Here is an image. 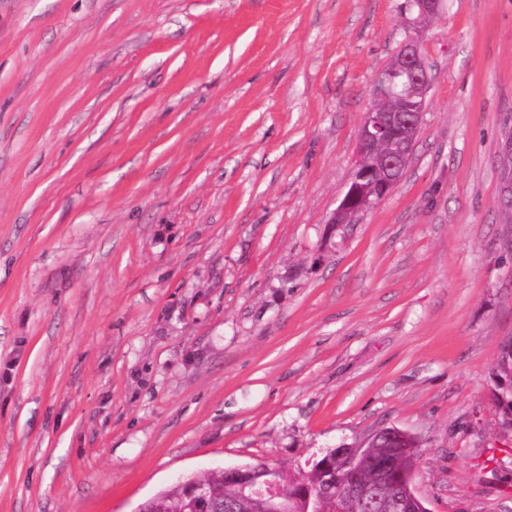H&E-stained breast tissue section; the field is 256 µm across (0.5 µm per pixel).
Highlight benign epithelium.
<instances>
[{
    "label": "benign epithelium",
    "mask_w": 512,
    "mask_h": 512,
    "mask_svg": "<svg viewBox=\"0 0 512 512\" xmlns=\"http://www.w3.org/2000/svg\"><path fill=\"white\" fill-rule=\"evenodd\" d=\"M419 17L434 16L442 7V0H413ZM431 75L422 53L420 42L409 35L400 45L391 65L376 80L375 104L365 114L358 136V162L354 177L328 220L332 227L351 224L354 219L371 209L393 191L403 177L413 156L420 133ZM389 101L396 106H386ZM500 172V204L512 213V131L495 159ZM405 440L403 450L387 457L377 478L362 482L352 478L362 448H333L315 462L324 473L320 488L310 487L301 478L288 479L285 469L258 465L224 469V476L243 496L260 499L267 512H288L289 504L303 499L331 501V512H348L350 505L371 508L376 503V490L389 474L397 471L403 458L414 453V439L405 431L392 427L376 432L367 442L372 445L394 438ZM191 507L202 512H224L228 505L213 500L209 486L202 475L181 476L176 480ZM392 512H420V501L410 489L394 496Z\"/></svg>",
    "instance_id": "benign-epithelium-1"
}]
</instances>
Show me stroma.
<instances>
[{
  "instance_id": "obj_1",
  "label": "stroma",
  "mask_w": 512,
  "mask_h": 512,
  "mask_svg": "<svg viewBox=\"0 0 512 512\" xmlns=\"http://www.w3.org/2000/svg\"><path fill=\"white\" fill-rule=\"evenodd\" d=\"M432 77L330 228L378 74ZM512 0H0V512H136L395 426L429 512H512ZM431 81L420 42L407 36L377 77L375 104L359 131L354 177L328 220L332 227L353 223L399 183L413 156ZM388 101L397 104L390 108ZM500 172V204L512 215V131L505 135L504 142L495 159ZM493 402L502 424L512 428V338L506 340L493 371Z\"/></svg>"
}]
</instances>
